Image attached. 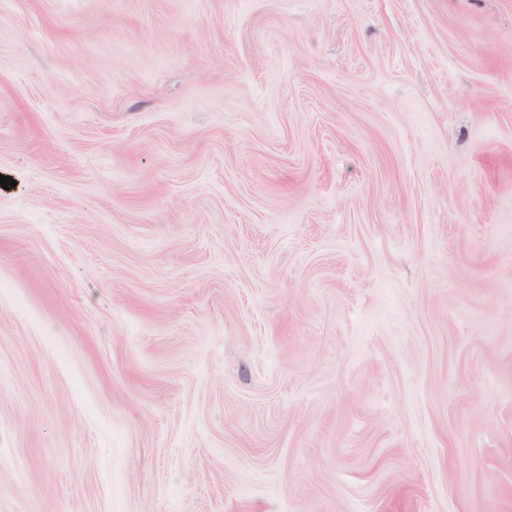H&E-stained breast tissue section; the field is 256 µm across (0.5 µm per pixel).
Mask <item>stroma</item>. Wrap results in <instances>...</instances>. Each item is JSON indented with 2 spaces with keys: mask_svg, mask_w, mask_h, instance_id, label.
<instances>
[{
  "mask_svg": "<svg viewBox=\"0 0 512 512\" xmlns=\"http://www.w3.org/2000/svg\"><path fill=\"white\" fill-rule=\"evenodd\" d=\"M0 512H512V0H0Z\"/></svg>",
  "mask_w": 512,
  "mask_h": 512,
  "instance_id": "stroma-1",
  "label": "stroma"
}]
</instances>
